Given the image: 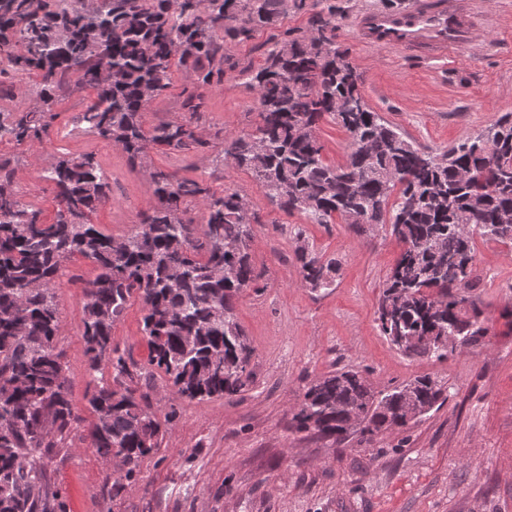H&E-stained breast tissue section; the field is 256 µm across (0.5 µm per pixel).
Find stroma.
Instances as JSON below:
<instances>
[{
  "label": "stroma",
  "mask_w": 512,
  "mask_h": 512,
  "mask_svg": "<svg viewBox=\"0 0 512 512\" xmlns=\"http://www.w3.org/2000/svg\"><path fill=\"white\" fill-rule=\"evenodd\" d=\"M487 34L462 47L455 63L416 50L375 48L353 28L357 14L384 0H339L336 42L361 75L368 104L422 148L442 152L512 113V0H476ZM261 31L227 43L233 65L221 85L205 92L196 115L182 107L190 78L179 69L166 95L143 111L145 128L190 118L206 139L224 141L253 130L257 95L242 74L259 67L270 47ZM94 89L56 93L55 117L42 143L0 141V158L16 169L14 189L53 222L54 186L45 165L60 156H94L107 174L111 200L93 216L105 234L119 238L156 204L142 170L109 141L87 132L75 118L95 99ZM215 148L152 151L154 167L206 182L214 190L247 196L259 222L252 259L258 289L235 301V314L254 348L253 381L227 400L167 402L162 377L151 381L164 400L158 416L175 410L159 448L132 478L106 484L109 470L89 445L92 415L86 393L92 380L82 337L85 281L92 262L74 256L55 279L62 324L57 346L77 416L57 457L47 466L49 490L67 512H512V244L478 242L482 282L476 290L488 329L484 343L447 360L408 357L381 333L378 301L402 249L389 226L359 233L343 221L311 224L269 203L250 174L217 165ZM339 269L331 288L301 284L295 252L299 240ZM144 312L131 300L112 328V341L140 366L149 364L142 331ZM358 371L374 390L386 391L428 375L448 399L409 428L363 440L321 438L292 428V417L311 381L340 369Z\"/></svg>",
  "instance_id": "1"
}]
</instances>
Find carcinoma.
Returning <instances> with one entry per match:
<instances>
[{
  "mask_svg": "<svg viewBox=\"0 0 512 512\" xmlns=\"http://www.w3.org/2000/svg\"><path fill=\"white\" fill-rule=\"evenodd\" d=\"M0 0V77L37 70L41 86L25 110L0 113V139L42 142L54 95L70 77L97 90L81 113L84 129L127 154L147 173L152 212L128 235L114 238L92 216L110 201V183L93 156L59 158L43 177L56 190L54 221L14 192L15 168L0 161V512H66L50 494L46 474L78 419L57 351L62 331L54 279L61 262L78 254L98 269L85 283L83 339L90 369L112 368V382L94 383L89 411L91 447L119 456L133 474L160 447L162 424L150 392L129 382L142 367L112 344V327L127 304L142 303L149 364L171 383L172 399L232 398L251 382L254 354L236 319L234 298L256 287L252 224L236 190L219 193L202 181L151 166V150L209 146L188 121L147 130L142 111L171 85L173 69L190 71L183 109L196 113L205 89L223 83L224 36L241 42L276 30L288 12L309 14L305 29L272 34L264 64L246 68L260 121L215 156L251 174L267 199L312 224L353 217L358 232L390 225L404 245L378 306L380 331L407 356L448 358L424 339L448 334L470 347L487 335L474 288L481 282L475 235L512 242V113L488 130L442 153L426 151L393 127L364 99L360 75L336 43V0ZM330 119L350 138L343 165L322 156L318 124ZM205 210L204 223L187 218ZM302 283L332 287L338 264L303 244L296 250ZM416 336L402 346L397 336ZM426 415L445 400V388L417 377L374 392L354 371L310 385L294 413L298 432L340 434L355 412L367 420L370 441L409 424L406 392Z\"/></svg>",
  "mask_w": 512,
  "mask_h": 512,
  "instance_id": "carcinoma-1",
  "label": "carcinoma"
}]
</instances>
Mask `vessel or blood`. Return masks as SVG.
<instances>
[{"instance_id":"1","label":"vessel or blood","mask_w":512,"mask_h":512,"mask_svg":"<svg viewBox=\"0 0 512 512\" xmlns=\"http://www.w3.org/2000/svg\"><path fill=\"white\" fill-rule=\"evenodd\" d=\"M482 29V15L469 0H415L410 10L369 9L355 20L358 38L369 46L417 49L444 60Z\"/></svg>"}]
</instances>
